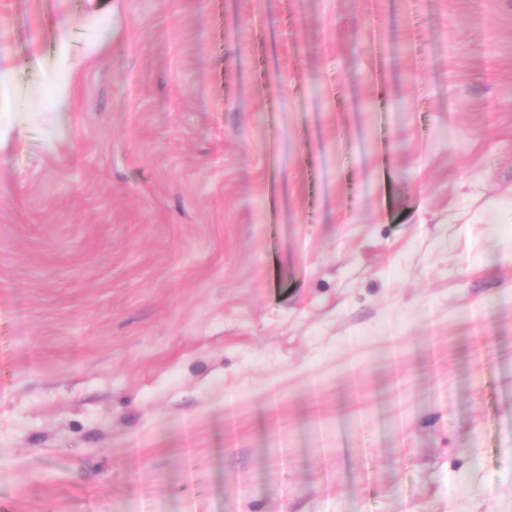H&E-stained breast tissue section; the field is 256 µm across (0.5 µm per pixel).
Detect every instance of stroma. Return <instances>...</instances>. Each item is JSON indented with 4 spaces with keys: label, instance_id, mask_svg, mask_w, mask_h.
Wrapping results in <instances>:
<instances>
[{
    "label": "stroma",
    "instance_id": "stroma-1",
    "mask_svg": "<svg viewBox=\"0 0 512 512\" xmlns=\"http://www.w3.org/2000/svg\"><path fill=\"white\" fill-rule=\"evenodd\" d=\"M1 113L0 512H512V0H0Z\"/></svg>",
    "mask_w": 512,
    "mask_h": 512
}]
</instances>
